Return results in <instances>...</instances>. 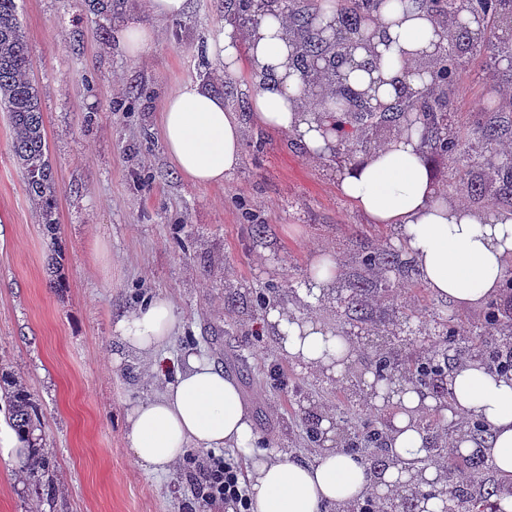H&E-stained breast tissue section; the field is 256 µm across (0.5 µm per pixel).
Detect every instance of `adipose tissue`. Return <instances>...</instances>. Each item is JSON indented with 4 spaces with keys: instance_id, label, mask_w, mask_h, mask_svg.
Segmentation results:
<instances>
[{
    "instance_id": "1",
    "label": "adipose tissue",
    "mask_w": 512,
    "mask_h": 512,
    "mask_svg": "<svg viewBox=\"0 0 512 512\" xmlns=\"http://www.w3.org/2000/svg\"><path fill=\"white\" fill-rule=\"evenodd\" d=\"M443 28L427 14L383 10L375 43L382 56L379 89L390 99L401 67L428 50ZM287 23L266 18L256 32L242 36L223 27L209 44L221 74L249 72L253 119L287 133L309 156L322 159L327 142L316 124L306 121L297 99L298 80L288 72ZM275 80L262 84L263 74ZM161 132L166 153L183 178L195 185H220L240 165L241 125L224 109L223 97L188 81L163 101ZM343 195L373 223L397 229L420 278L433 294L461 306L497 297L512 269V214L479 215L437 193L438 184L417 140L398 137L360 156L338 177ZM278 344L294 361L328 374L338 373L349 351L344 337L314 319L269 315ZM178 326L174 302L160 295L122 315L113 330L129 347L161 351ZM454 413L491 429L487 443L458 442L460 453L481 451L495 470L512 475V378L469 364L450 374ZM392 414L390 446L411 464L427 455V433L417 424L422 398L406 390ZM128 441L136 463L166 474L187 449L235 448L247 460V490L254 512H322L324 506L363 500L373 486L395 485L397 468L371 478L357 456L336 449L321 452L314 463L282 460L256 450L249 413L236 382L203 356L190 353L157 397L129 411Z\"/></svg>"
}]
</instances>
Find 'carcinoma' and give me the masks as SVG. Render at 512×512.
<instances>
[{
	"instance_id": "obj_1",
	"label": "carcinoma",
	"mask_w": 512,
	"mask_h": 512,
	"mask_svg": "<svg viewBox=\"0 0 512 512\" xmlns=\"http://www.w3.org/2000/svg\"><path fill=\"white\" fill-rule=\"evenodd\" d=\"M422 12L439 19L447 31L453 51L441 50L424 58L422 68L430 81L416 92L408 90V78L416 68L405 69L397 79L394 95L379 108L369 105L361 91L345 81L343 71L350 64L362 70L376 67L375 52L370 50L360 60H353L352 49L368 34L390 0H224V22L236 28H257L271 16L288 17V36L292 47L288 68L300 83L299 100L330 140L329 163L340 172L358 156L375 148L387 134H406L418 140L427 162L448 163L445 188H461L477 200H487L512 208V158L497 151V142L512 139V98L496 103H481L464 116L456 111L459 76L471 70L475 60L491 70L512 76V45L499 36L512 30V0H415ZM467 13L472 24L456 21L458 12ZM335 28V37L323 38L314 15ZM33 60L19 21L15 0H0V108L8 112L13 159L22 173L30 199L51 250L62 256L57 218L58 188L45 150L41 96L31 77ZM361 264L372 273L370 279L341 280L331 289L328 299L343 307L351 324L360 325L376 336L374 370L394 374V383L408 384L432 395L439 403L450 405L448 374L457 368L478 362L487 371L501 376L512 374V363L500 359L498 349L490 348L488 338H501V345H512V269L502 288V303H490L478 330L467 333L463 345L448 351L421 347L405 353L391 347L395 326L377 329L368 311L370 296L390 303L391 277L409 272L411 260L403 246H390L361 253ZM0 401L5 404L9 424L26 437L27 454L23 467L38 469L45 480L37 483L52 491L54 469L43 453L44 421L40 405L16 374L0 368ZM430 454L423 463L441 465L442 486L438 495H452L461 512H496L495 487L476 491L455 481L459 459L448 454L451 441L467 436L484 443L490 437L486 425L459 422L447 425L440 419L424 424L429 431ZM336 449L355 451L374 448L369 472L378 476L397 462L389 448V428L370 426L358 430L344 416L336 425ZM421 492L420 484L390 493L388 507L394 512H413V502Z\"/></svg>"
}]
</instances>
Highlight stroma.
Segmentation results:
<instances>
[{
  "label": "stroma",
  "mask_w": 512,
  "mask_h": 512,
  "mask_svg": "<svg viewBox=\"0 0 512 512\" xmlns=\"http://www.w3.org/2000/svg\"><path fill=\"white\" fill-rule=\"evenodd\" d=\"M16 4L58 185L64 285L53 284L49 239L0 110V365L38 399L45 454L59 472L55 495L45 500L18 456L0 458V512H216L194 495L184 464L165 475L144 472L127 441L128 410L153 398L191 351L237 382L258 448L314 462L309 421L369 378L372 350L343 309L308 302L300 283L319 249L341 259V277L358 276L361 245L397 243L396 230L372 223L345 198L328 162L308 160L294 140L252 120L244 75L224 100L243 127L236 172L224 185L202 187L169 161L164 98L187 81L223 95L208 44L224 25V0H189L177 19L155 18L147 0H112L108 11L96 0ZM133 15L159 32L139 58L113 38ZM460 84L457 109L472 112L502 82L481 67L461 74ZM249 209L264 224L261 235L248 229ZM267 285L276 288L268 309L231 298L254 297ZM392 286L398 302L421 311L395 347L438 342L433 314L442 306L481 322L483 306L442 303L418 274L393 276ZM159 295L175 303L177 332L157 356L127 349L115 318ZM271 309L345 331L352 356L338 379L308 372L280 351L263 326Z\"/></svg>",
  "instance_id": "35a3bbf8"
}]
</instances>
